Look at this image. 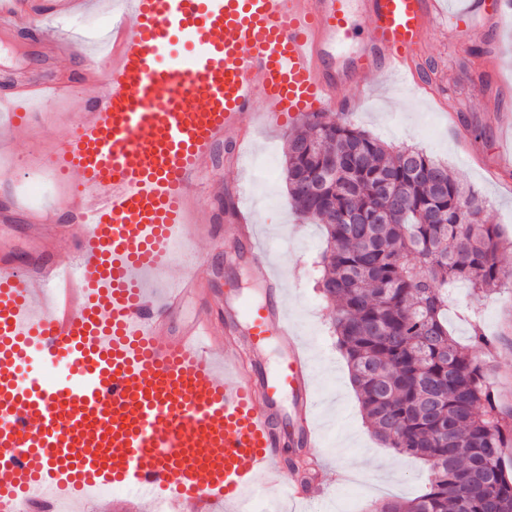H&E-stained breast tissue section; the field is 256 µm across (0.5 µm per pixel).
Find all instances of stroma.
I'll list each match as a JSON object with an SVG mask.
<instances>
[{"label": "stroma", "mask_w": 512, "mask_h": 512, "mask_svg": "<svg viewBox=\"0 0 512 512\" xmlns=\"http://www.w3.org/2000/svg\"><path fill=\"white\" fill-rule=\"evenodd\" d=\"M417 67L426 68L424 83L434 95L422 97L412 84L388 75L363 77V97L349 112L335 119L366 131L387 146H414L445 165L449 173L484 202L483 220L512 237V167L499 165V150L512 143V25H476L466 50H458L440 26L425 42ZM64 105L41 113L26 131L0 150V165H27L68 131ZM304 116L290 118L283 127L258 126L243 167L226 162L216 149L198 183L208 194V212L218 216L231 191L239 186L254 217L260 242L270 251L273 265L287 269L288 312L314 364L316 388L323 399L319 413L320 466L306 480L311 496L288 504L280 512H370L383 499H410L427 487L428 466L398 456L392 469L372 468V461L391 456L366 422L346 359L334 331L335 310L316 287L325 233L320 224L301 220L282 174L290 131ZM198 274L213 292L216 310H223L230 289L251 293L258 286L245 249L225 242L213 250L210 264ZM448 328L483 363L490 387L512 402V282L474 293L468 282L449 289ZM496 339L492 348H472L474 328Z\"/></svg>", "instance_id": "1"}]
</instances>
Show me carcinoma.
I'll list each match as a JSON object with an SVG mask.
<instances>
[{
  "label": "carcinoma",
  "mask_w": 512,
  "mask_h": 512,
  "mask_svg": "<svg viewBox=\"0 0 512 512\" xmlns=\"http://www.w3.org/2000/svg\"><path fill=\"white\" fill-rule=\"evenodd\" d=\"M284 174L299 213L324 225L317 288L361 408L382 443L429 464L426 492L375 512H512V409L448 331V284L512 279V247L475 192L413 147L390 149L327 112L288 135ZM321 185L306 192L304 181Z\"/></svg>",
  "instance_id": "1"
}]
</instances>
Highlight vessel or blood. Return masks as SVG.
Wrapping results in <instances>:
<instances>
[{
    "instance_id": "obj_1",
    "label": "vessel or blood",
    "mask_w": 512,
    "mask_h": 512,
    "mask_svg": "<svg viewBox=\"0 0 512 512\" xmlns=\"http://www.w3.org/2000/svg\"><path fill=\"white\" fill-rule=\"evenodd\" d=\"M353 1L367 43L335 70L326 60L349 34ZM488 12L502 16L503 0H464L450 14L443 0H127L101 53L47 40L33 0H0L1 32L86 65L78 82L10 76L0 89L4 144L55 99L76 114L49 153L73 187L55 204L70 223L16 197L0 210L1 224L24 219L38 243L0 252V512H54L56 499L106 485L165 498L170 512L307 499L279 452L291 422L316 447L319 407L284 274L255 247L249 210L212 222L194 186L224 140L238 160L255 125L330 111L369 74L414 78L443 20L461 40ZM176 35L189 53L172 51ZM93 81L98 92L84 95ZM227 236L249 247L264 288L261 302L230 308L229 337L195 271L209 259L203 243ZM274 343L283 355L269 373Z\"/></svg>"
}]
</instances>
